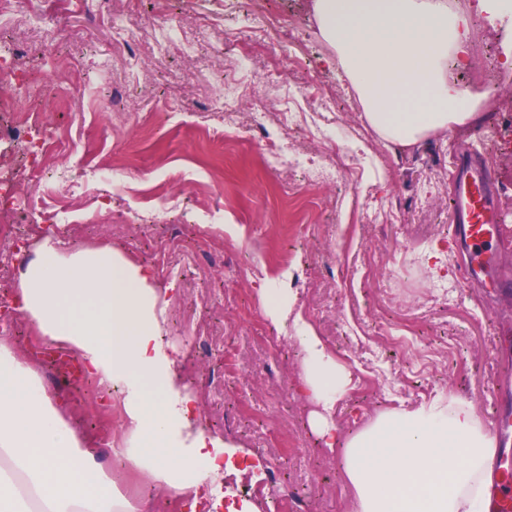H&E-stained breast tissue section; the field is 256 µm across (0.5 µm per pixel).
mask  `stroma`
<instances>
[{"label":"stroma","instance_id":"obj_1","mask_svg":"<svg viewBox=\"0 0 512 512\" xmlns=\"http://www.w3.org/2000/svg\"><path fill=\"white\" fill-rule=\"evenodd\" d=\"M265 25L247 33L251 0H110L108 23L89 26L84 0L60 19L59 46L73 63L72 109L45 113L61 150L50 162L79 188L73 231L62 252L109 247L147 268L163 292V336L196 397L199 427L233 455L240 485L267 463L304 497L302 512H353L354 491L338 457L323 448L299 392L300 354L290 327L263 310L266 282L293 289L297 311L354 376L333 417L354 431L387 410L410 409L454 392L492 421L499 363L512 364V297L467 287L463 254L451 237L452 173L458 142H481L501 181L512 238V69L483 64L488 49L512 46V14L476 18L472 66L491 119L408 151L380 141L352 111L345 77L324 59L311 0H262ZM35 16L0 14V58L54 76L55 60L27 51ZM137 34L154 64L152 80L127 66L111 23ZM243 32L233 67L215 53L224 34ZM243 97L239 120L290 110L306 151L322 137L349 139L346 181L329 194L306 183L289 192L287 171L266 166L258 142L225 139V95ZM342 106L336 120L320 103ZM126 168L114 185L88 179V152ZM237 228L225 232V225ZM443 269L425 261L434 247ZM127 495L148 493L156 512H189V500L136 473L116 477Z\"/></svg>","mask_w":512,"mask_h":512}]
</instances>
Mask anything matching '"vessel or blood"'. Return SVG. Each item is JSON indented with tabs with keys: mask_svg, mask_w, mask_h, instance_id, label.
I'll use <instances>...</instances> for the list:
<instances>
[{
	"mask_svg": "<svg viewBox=\"0 0 512 512\" xmlns=\"http://www.w3.org/2000/svg\"><path fill=\"white\" fill-rule=\"evenodd\" d=\"M498 175L477 145L464 148L453 178L451 200L455 235L468 254L465 278L484 287L512 290V252L503 249L504 218L497 203ZM502 407L496 420L501 438L512 435V386L499 385ZM489 512H512V470L497 467L490 487Z\"/></svg>",
	"mask_w": 512,
	"mask_h": 512,
	"instance_id": "vessel-or-blood-1",
	"label": "vessel or blood"
}]
</instances>
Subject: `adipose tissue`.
I'll use <instances>...</instances> for the list:
<instances>
[{
  "label": "adipose tissue",
  "mask_w": 512,
  "mask_h": 512,
  "mask_svg": "<svg viewBox=\"0 0 512 512\" xmlns=\"http://www.w3.org/2000/svg\"><path fill=\"white\" fill-rule=\"evenodd\" d=\"M504 0H313L328 65L341 70L378 137L402 150L460 129L482 127L489 93L455 79L472 64L474 17L494 19ZM274 321L291 322L302 353L301 391L318 407L310 422L338 452L356 493V512H487V471L496 439L473 404L451 393L380 413L345 434L330 415L350 371L301 319L292 291L261 290ZM19 310L47 344L70 347L105 390H116L129 433L112 463L82 447L33 370L0 348V512H152L127 498L113 466L163 483L176 495L212 497L224 474L218 439L192 428L193 398L167 354L161 295L142 267L111 248L62 256L45 238L16 290Z\"/></svg>",
  "instance_id": "adipose-tissue-1"
}]
</instances>
